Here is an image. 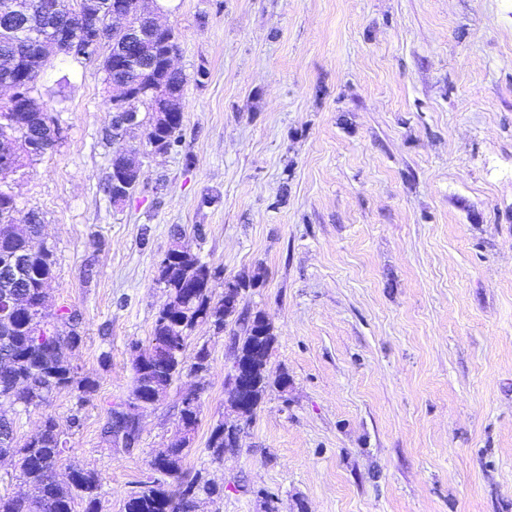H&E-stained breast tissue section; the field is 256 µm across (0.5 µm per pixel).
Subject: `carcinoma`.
I'll list each match as a JSON object with an SVG mask.
<instances>
[{
  "instance_id": "1",
  "label": "carcinoma",
  "mask_w": 512,
  "mask_h": 512,
  "mask_svg": "<svg viewBox=\"0 0 512 512\" xmlns=\"http://www.w3.org/2000/svg\"><path fill=\"white\" fill-rule=\"evenodd\" d=\"M30 55L14 63L13 41L10 34L0 30V73H11L24 91L30 92L48 65L38 58L37 42L29 44ZM139 110L144 112L143 124L147 140L157 138L161 148L168 151L180 143L182 123L162 128L153 112L152 100L141 99ZM16 127L12 138H3L0 132V158H11L17 151V142L27 139L40 127L38 112L12 113ZM17 205L14 195L0 189V258L6 253L26 251L31 253L22 282L21 293L25 300L0 322V405L7 403L14 411H26L45 404L50 396L61 389L71 388L82 394L96 390L97 382L79 375L78 367L71 360L73 351L79 348L80 334L78 310L64 308L51 324L46 315L38 313L42 287L53 278V260L50 250L34 242L41 231L34 224H18L15 220ZM170 263L159 268L158 282L168 292V301L159 310L152 332L149 349L135 355L132 361L133 385L124 402L123 415L110 410L102 428L107 441H112V430L118 427L120 417L136 419L139 406L135 401L152 393L157 399L165 397L173 383L187 374L202 385L210 366V353L206 346L197 349L193 362L186 364L185 352L190 334L199 323H208L214 330L229 332L236 354L249 351L259 336L265 337L267 347H273L276 336L266 314L258 310L239 308L242 291L255 287L259 277L247 283L235 281L231 296L214 297L222 272L213 269L180 245L167 252ZM234 316L235 327L228 328V318ZM39 326L40 339L32 336L31 325ZM260 385L254 392V405L263 401L268 389L288 387V375L284 372L270 377L267 362L260 363ZM201 413L199 398L187 393L179 402L178 426H198ZM82 426L79 415L67 420V429L77 431ZM65 429V430H67ZM65 430L50 415L42 422L41 430L24 440L17 434L16 420L0 415V456L14 459L17 478L27 487L25 496L0 495V512H102L101 482L97 473L68 459ZM190 438L172 443L166 450L147 462L148 476L139 482L123 505L122 512H198L203 499L211 501L224 498V487L190 475L183 468ZM207 450L216 462L224 460V454L235 451L232 443H224V422H217L207 441Z\"/></svg>"
}]
</instances>
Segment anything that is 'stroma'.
Here are the masks:
<instances>
[{
	"instance_id": "stroma-1",
	"label": "stroma",
	"mask_w": 512,
	"mask_h": 512,
	"mask_svg": "<svg viewBox=\"0 0 512 512\" xmlns=\"http://www.w3.org/2000/svg\"><path fill=\"white\" fill-rule=\"evenodd\" d=\"M157 2L186 79L179 147L105 139L100 58L60 54L35 90L60 144L0 175L43 219L48 311L81 312L72 361L98 382L20 413L19 435L80 413L68 455L121 512L191 384L140 410L135 454L104 438L178 231L225 279L260 275L241 304L266 313L268 369L288 374L212 462V425L236 420L231 356L193 331L185 356L207 346L210 369L184 467L224 486L199 512H512V0ZM131 148L141 180L115 203L111 159Z\"/></svg>"
}]
</instances>
